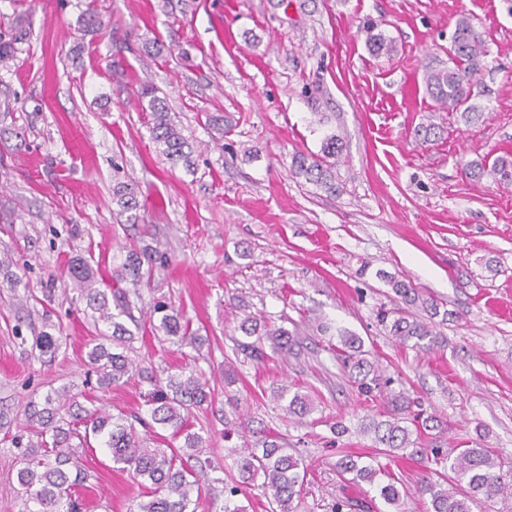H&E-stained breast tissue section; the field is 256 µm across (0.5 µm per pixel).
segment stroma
<instances>
[{
  "label": "stroma",
  "instance_id": "35a3bbf8",
  "mask_svg": "<svg viewBox=\"0 0 512 512\" xmlns=\"http://www.w3.org/2000/svg\"><path fill=\"white\" fill-rule=\"evenodd\" d=\"M89 8L106 26L83 37ZM461 14L486 49L472 97L483 118L471 126L436 111L423 80L448 67ZM18 22L31 35L0 68V112L24 136L0 139V208L16 216L0 224V258L30 288L35 324L55 325L66 343L49 365L24 352L0 288V406L14 413L65 386L114 415L141 410L146 385L99 389L87 354L100 331L61 273L79 255L111 278L144 238L160 257L143 313L165 302L206 339L197 365L214 403L193 409L195 426L219 460L240 439H225L213 409L286 435L308 465L298 512L375 497L340 478L343 451L377 456L408 483L403 512L425 510L416 487L430 463L376 455L361 430L370 408L329 347L340 328L362 337L393 389L447 424L421 447L512 458V184L465 169L512 156V0H0V26ZM373 26L392 39L391 55L370 53ZM145 84L192 142V168L171 167L152 141L136 96ZM210 115L230 120L223 141ZM423 122L443 127L441 138L420 141ZM330 131L346 143L333 196L290 169L295 152H319ZM249 148L258 158H245ZM127 181L142 204L135 226L112 201ZM381 270L443 302L433 349L401 344L377 323V309L398 302ZM247 318L296 333L300 355L260 363L238 349ZM132 348L174 372L189 362L148 330ZM280 385L315 397L319 424L285 418L270 394ZM336 421L348 428L337 439ZM79 458L85 512H132L139 486L108 450ZM23 508L0 441V512Z\"/></svg>",
  "mask_w": 512,
  "mask_h": 512
}]
</instances>
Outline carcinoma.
I'll use <instances>...</instances> for the list:
<instances>
[{"label": "carcinoma", "mask_w": 512, "mask_h": 512, "mask_svg": "<svg viewBox=\"0 0 512 512\" xmlns=\"http://www.w3.org/2000/svg\"><path fill=\"white\" fill-rule=\"evenodd\" d=\"M30 31L17 25L8 33H0V65L14 59L19 45L28 41ZM370 51L379 56L392 51L391 41L384 34L368 38ZM485 50L483 41L470 19L464 15L455 21L450 48L452 66L446 69L428 70L424 75L427 93L439 110L457 113L467 125L480 120L483 113L471 103V90L475 76L483 67ZM142 110L148 113V129L160 153L173 165L189 163L191 144L176 127L169 114L166 99L155 95L154 88L144 86L139 93ZM345 144L343 137L331 132L324 136L320 153H296L291 168L295 175L334 195L336 166L341 159ZM474 177L485 174L499 182L512 184V159L497 158L491 168L478 161L466 164ZM113 199L126 213V221L136 224L139 202L134 185L118 183L112 190ZM156 253L146 244L127 252L124 261L113 269L112 289L96 287L97 271L83 259L71 262L67 275L71 283L86 300V308L94 313V323L103 322L112 328L110 337L114 351L99 343L88 352V359L102 388L124 384L133 377L152 386L144 395L145 416L134 419L123 413L117 415L90 410L77 401V394L63 387L46 393L43 401L29 400L22 409L23 423L14 433H5L14 448V460L20 468L18 481L25 499V512H80L81 503L74 488L86 479L84 469L74 452L76 448L92 447L91 440L100 441L110 452L112 464L141 479L142 500L134 512H199L203 506L201 497L210 500L224 498L220 512H245L234 504L247 489L258 490V496L266 500V512H297L305 474L302 459L288 452V443L279 433L265 428L254 431L259 436L255 442L243 441L224 456L229 464H214L207 455L208 440L192 431L190 410L211 402L213 388L202 371L181 370L160 378L153 367L141 365L127 355L134 333L123 319L136 322L133 315L135 302L141 299L138 285L151 270L143 269L144 260H152ZM128 282L129 288L120 287ZM388 286L400 299L392 308H381L376 317L379 324L404 344L410 340L420 348L437 343L434 319L447 317L448 311H440L437 300L422 294L411 281L392 277ZM422 311L425 316L415 314ZM153 312L160 315L159 323L152 325L155 333H161L172 342L193 349H201L204 339L193 332L189 321L179 312H171L168 306L158 302ZM238 330L248 341L237 345L250 351L258 359H264L262 346L268 339L273 351L294 354L300 342L287 329L260 326L242 322ZM15 337L20 345L31 344L39 352L42 362L55 359L60 348V337L40 330L31 337L22 333L21 325L15 326ZM336 354L341 365L359 392L368 400H381L388 410L380 418L369 419L363 424V432L372 437L374 447L381 454L394 457L399 451L413 448L421 433L437 430L444 432L447 425L433 413L412 410L415 401L404 392L390 389L392 379L384 377L377 365L368 359L361 337L339 330L336 334ZM287 387L273 391V399H288L285 413L297 423H305L306 417L316 405L308 394L294 392L286 397ZM169 435L162 434V431ZM184 438L182 445L174 444ZM433 456L436 478L420 482L418 492L428 497V512H472L476 504L491 503L506 495H512V464L489 448H462L453 459H448L438 448L418 450ZM336 470L342 478L352 482L376 484L379 498L393 506L401 505L403 493L398 487L402 479L382 468L362 464L361 457L343 454L336 462ZM383 475L386 482L377 481Z\"/></svg>", "instance_id": "obj_1"}]
</instances>
